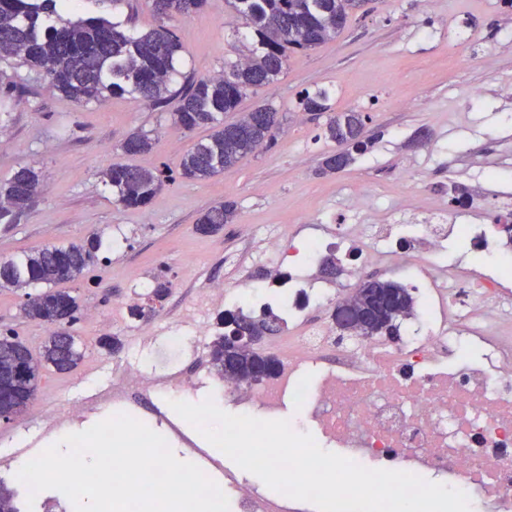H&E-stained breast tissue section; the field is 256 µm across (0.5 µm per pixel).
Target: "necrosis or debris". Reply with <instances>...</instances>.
Segmentation results:
<instances>
[{
    "mask_svg": "<svg viewBox=\"0 0 512 512\" xmlns=\"http://www.w3.org/2000/svg\"><path fill=\"white\" fill-rule=\"evenodd\" d=\"M458 238L495 258V235L485 224L337 225L329 246L344 263L347 285L382 246H394L416 268L412 285L431 301L421 319L426 333L388 344L344 342L327 323L287 331L274 340L278 374L259 384L226 383V394L246 411L287 413L294 431L351 460L460 489L472 512H512V336L501 333L512 327V277L449 275L448 248ZM320 251L309 242L296 253L277 234L265 236L268 285L287 289L290 322L332 302L302 273ZM227 297L218 285L203 290L181 323L204 336Z\"/></svg>",
    "mask_w": 512,
    "mask_h": 512,
    "instance_id": "1",
    "label": "necrosis or debris"
}]
</instances>
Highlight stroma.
I'll return each mask as SVG.
<instances>
[{
  "label": "stroma",
  "instance_id": "obj_1",
  "mask_svg": "<svg viewBox=\"0 0 512 512\" xmlns=\"http://www.w3.org/2000/svg\"><path fill=\"white\" fill-rule=\"evenodd\" d=\"M75 15L102 14L122 28L145 32L159 23L149 0L112 7L79 0ZM184 52L179 68L203 77L235 60L248 28L226 0H207L200 12L168 19ZM0 73L13 86L0 112V181L20 167L42 174L44 192L17 224H0V259L46 245L83 242L93 235L114 239L105 259L68 285L82 308L100 307L101 317H81L72 328L85 353L68 373L43 376L27 413L0 420V474L14 480L18 453L7 450L22 427H36L34 449L45 450L53 431L48 424L76 403L86 405L84 421L110 417L94 397L114 371L137 367L147 382L131 395L135 419L165 435L179 460L195 456L170 433L180 423L160 374L198 370L202 378L183 401L210 398L225 412L236 407L208 364L206 350L191 339L168 335L142 338L125 323L113 322L112 308L133 293L139 276L165 273L170 293L157 316L177 315L206 283L237 284L252 277L248 252L260 251L265 232L281 230L283 241L299 245L336 233L337 215L364 224L380 215L388 224H429L448 208V188L463 187L473 206L465 220L486 224L512 211V9L501 0H369L334 40L291 56L279 80L242 101L238 112L267 104L284 116L274 142L242 158L234 167L205 181L179 176L184 151L205 139L207 128L185 131L172 125L179 106L171 98L153 107L142 98L109 97L78 104L49 86L44 73L16 59L0 60ZM330 93L332 112L367 115L364 132L370 150L345 170L322 173L335 142L322 135L323 120H307L299 107L304 91ZM238 112L225 113V121ZM149 132L150 152L126 156L121 142L132 131ZM428 132L425 145L417 137ZM126 162L144 168L167 167L173 177L147 205L116 202L101 172ZM370 193L358 211L349 201L357 187ZM220 201L234 202L233 223L214 235L199 234V214ZM255 237L243 247L241 225ZM22 291L0 290V330L9 328L39 351L49 328L23 318ZM104 336L117 337L118 351L102 348Z\"/></svg>",
  "mask_w": 512,
  "mask_h": 512
}]
</instances>
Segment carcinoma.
<instances>
[{"instance_id": "obj_1", "label": "carcinoma", "mask_w": 512, "mask_h": 512, "mask_svg": "<svg viewBox=\"0 0 512 512\" xmlns=\"http://www.w3.org/2000/svg\"><path fill=\"white\" fill-rule=\"evenodd\" d=\"M205 0H152L160 16L188 17L199 11ZM365 0H231L234 12L246 20L256 38V48L235 61L224 63L217 74L186 77L174 88L179 72L176 60L182 51L178 36L161 26L144 34L131 33L101 16L64 20L61 11L72 0H0V59L19 57L30 67L44 72L51 86L78 103L100 102L113 95L149 99L159 107L171 97L180 99L170 113L172 124L191 130L208 126L212 133L188 148L182 156L181 176L207 180L236 165L271 141L281 124L280 113L268 106L245 112L235 122L224 123V113L235 111L248 93L273 84L297 52L312 50L335 38L348 21L362 9ZM328 92H305L299 105L305 112H327ZM360 112H338L328 117L324 136L347 144L354 155L371 147L368 140H356L365 126ZM148 133H132L122 144L128 155L150 151ZM117 201L127 207L148 203L168 181L163 171L113 163L101 172ZM42 189L41 175L33 167H22L0 186V224L15 223L29 196ZM236 217L235 205L221 202L201 213L196 231L216 234ZM111 250V242L94 237L85 243L45 246L20 258L0 261V288L22 290L24 318L48 323L57 320L33 354L12 331L0 332V411L11 420L25 412L28 398L35 396L42 372L65 373L83 360L84 353L70 332L81 315L77 298L57 287L61 282L82 277L95 265L98 254ZM37 292L32 293L30 289ZM170 282L160 274L145 296L146 304L131 309V316L145 319L156 313L165 299ZM354 304L366 302L377 309V336H400L401 321L410 317L416 300L408 288L392 280H378L355 288L346 296ZM230 324L250 336H274L285 321L267 309L255 316L237 307L218 316L217 325ZM209 363L222 379L250 382L256 363H270L275 375L280 361L256 344H228L218 333L208 345ZM0 512H20L16 493L0 479Z\"/></svg>"}]
</instances>
